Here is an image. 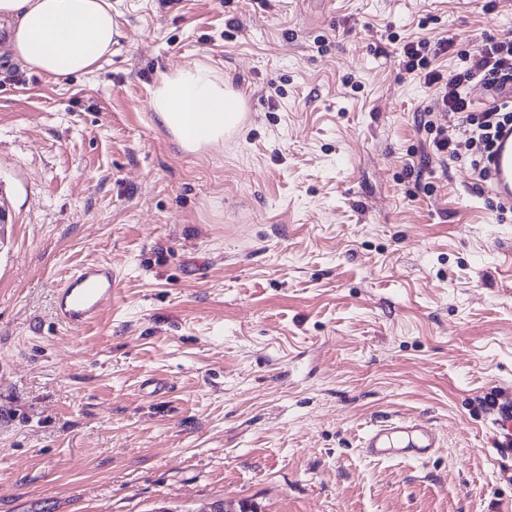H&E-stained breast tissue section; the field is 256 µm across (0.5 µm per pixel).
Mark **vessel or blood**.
I'll list each match as a JSON object with an SVG mask.
<instances>
[{
    "label": "vessel or blood",
    "instance_id": "vessel-or-blood-1",
    "mask_svg": "<svg viewBox=\"0 0 512 512\" xmlns=\"http://www.w3.org/2000/svg\"><path fill=\"white\" fill-rule=\"evenodd\" d=\"M490 184L504 205H512V129L498 136L490 164ZM115 274L106 265H90L75 272L54 297L55 316L61 324L81 328L98 318L112 301ZM494 437L492 450L512 459V401L491 411ZM439 446V439L427 423L394 419L371 427L363 438L364 453L379 460H424Z\"/></svg>",
    "mask_w": 512,
    "mask_h": 512
}]
</instances>
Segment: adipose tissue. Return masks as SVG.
<instances>
[{
	"label": "adipose tissue",
	"mask_w": 512,
	"mask_h": 512,
	"mask_svg": "<svg viewBox=\"0 0 512 512\" xmlns=\"http://www.w3.org/2000/svg\"><path fill=\"white\" fill-rule=\"evenodd\" d=\"M110 0H0L9 45L25 65L63 80L94 71L120 35ZM151 108L182 146L197 148L239 132L242 97L202 63L161 73Z\"/></svg>",
	"instance_id": "ef3b65f1"
}]
</instances>
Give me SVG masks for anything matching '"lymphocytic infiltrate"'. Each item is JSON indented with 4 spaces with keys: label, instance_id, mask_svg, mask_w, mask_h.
Masks as SVG:
<instances>
[{
    "label": "lymphocytic infiltrate",
    "instance_id": "1",
    "mask_svg": "<svg viewBox=\"0 0 512 512\" xmlns=\"http://www.w3.org/2000/svg\"><path fill=\"white\" fill-rule=\"evenodd\" d=\"M451 51L455 70L435 67V59ZM401 64L434 91L419 115L427 133L421 162H463L488 179L495 140L504 126H512V36L486 38L472 50L457 49L451 36L413 40L403 45Z\"/></svg>",
    "mask_w": 512,
    "mask_h": 512
}]
</instances>
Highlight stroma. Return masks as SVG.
<instances>
[{
  "label": "stroma",
  "mask_w": 512,
  "mask_h": 512,
  "mask_svg": "<svg viewBox=\"0 0 512 512\" xmlns=\"http://www.w3.org/2000/svg\"><path fill=\"white\" fill-rule=\"evenodd\" d=\"M111 2V56L62 81L0 27V512H497L478 399L512 397V212L469 166H420L432 91L399 59L512 33V0ZM194 62L246 112L190 153L150 99ZM93 263L111 305L58 325ZM390 418L439 448L368 457ZM115 286L112 267L98 264L78 270L56 291V319L70 328L88 325L112 302Z\"/></svg>",
  "instance_id": "1"
}]
</instances>
